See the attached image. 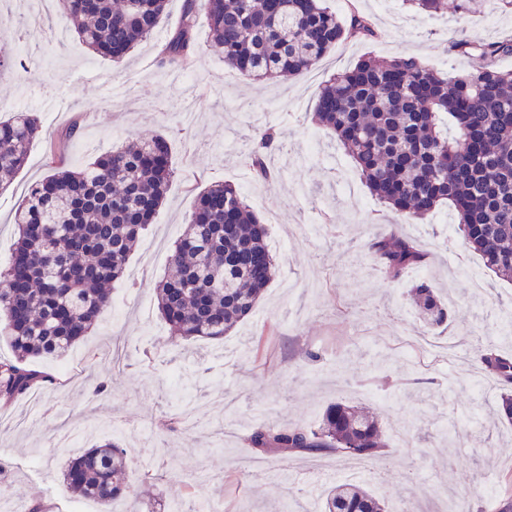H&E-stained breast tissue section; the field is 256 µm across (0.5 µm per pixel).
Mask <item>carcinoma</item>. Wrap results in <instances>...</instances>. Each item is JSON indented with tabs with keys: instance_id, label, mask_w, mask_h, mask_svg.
<instances>
[{
	"instance_id": "1",
	"label": "carcinoma",
	"mask_w": 512,
	"mask_h": 512,
	"mask_svg": "<svg viewBox=\"0 0 512 512\" xmlns=\"http://www.w3.org/2000/svg\"><path fill=\"white\" fill-rule=\"evenodd\" d=\"M60 20L93 53L121 61L149 37L167 0H58ZM420 12L448 10V0H407ZM204 12L213 50L224 65L254 77L297 75L345 38L373 34L362 15L344 25L320 0H184L161 63L187 60L198 12ZM452 47L487 60L452 79L414 57L360 59L322 86L317 123L333 132L368 190L409 220L443 202L458 217L465 246L498 277L512 281V39ZM42 135L36 115L0 119V188L24 167ZM266 129L246 140L245 157L267 173ZM28 189L17 209V241L0 274V311L13 357L0 360V405L8 407L57 385L35 368L57 358L96 324L110 304L109 285L123 277L141 232L162 205L174 175L167 140L153 135L70 169L62 153ZM369 250L386 276L398 281L418 268L416 239L393 226ZM276 265L265 225L231 184L214 182L196 195L189 224L174 242L169 271L156 300L171 334L183 341L221 340L254 310ZM410 306L431 329L450 323L448 306L426 282L409 292ZM480 371L500 387V416L512 422V355L478 347ZM261 455L280 459L336 453L378 462L387 457L380 424L363 407L329 405L316 428L261 424L246 437ZM128 459L109 439L72 458L63 473L74 499L94 500L106 512L127 493ZM324 512H387L385 502L357 482L327 488Z\"/></svg>"
}]
</instances>
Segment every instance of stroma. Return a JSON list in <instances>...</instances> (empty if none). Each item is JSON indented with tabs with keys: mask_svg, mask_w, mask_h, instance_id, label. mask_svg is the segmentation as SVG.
Wrapping results in <instances>:
<instances>
[{
	"mask_svg": "<svg viewBox=\"0 0 512 512\" xmlns=\"http://www.w3.org/2000/svg\"><path fill=\"white\" fill-rule=\"evenodd\" d=\"M184 0H170L159 36L122 62L93 54L57 12L44 31L17 39L23 55L0 71V119L29 103L42 136L13 183L0 190V270L16 240L14 215L29 186L60 149L71 168L139 138L163 134L177 169L165 203L139 238L110 309L66 354L41 366L60 373L59 387L39 392V414L20 429V401L0 410V506L41 502L46 512H73L63 485L69 459L53 443L71 427L87 428L84 447L120 439L129 458L128 497L118 512H165L191 499L223 512H318L324 490L345 481L335 455L307 472L281 469L259 457L245 437L261 423L317 427L328 405L372 410L390 454L361 478L387 506L397 497L413 512H501L512 503V425L496 418L499 389L484 378L475 391L477 343L512 352L501 332L512 321V282L496 277L461 238L448 235L450 204L405 224L357 175L329 131L312 121L322 84L359 59L414 56L454 77L484 66L483 58L451 50L452 39L512 38V10L489 4L476 11L427 15L404 0H326L342 22L368 17L369 39H345L312 69L294 77L255 79L225 66L198 15L188 65L159 64L162 35L178 25ZM64 30L63 42L52 35ZM124 97L112 102L110 93ZM72 139H65L69 127ZM274 128L284 147L273 181L256 179L243 152L254 128ZM212 181L245 186L277 254L276 274L253 314L223 340L183 342L161 319L156 287L167 274L172 243L182 234L196 193ZM404 225L425 252L422 271L390 281L369 241ZM447 298L451 324L434 333L407 303L419 278ZM109 384L93 397L91 378ZM196 385L200 404L190 432L161 427L176 410L183 385ZM205 484L195 485L198 471Z\"/></svg>",
	"mask_w": 512,
	"mask_h": 512,
	"instance_id": "stroma-1",
	"label": "stroma"
}]
</instances>
